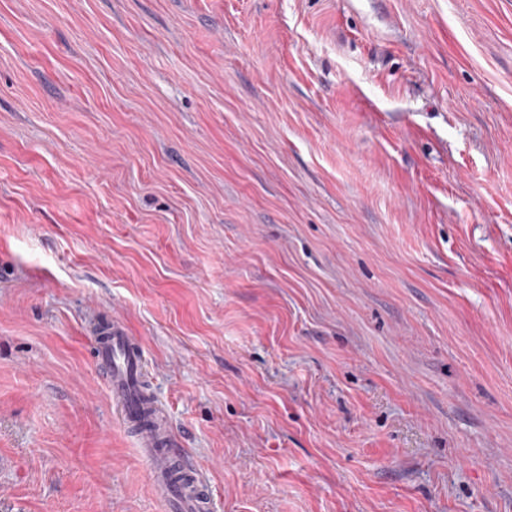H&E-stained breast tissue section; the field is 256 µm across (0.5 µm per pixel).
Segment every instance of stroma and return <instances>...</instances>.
Instances as JSON below:
<instances>
[{
	"label": "stroma",
	"instance_id": "stroma-1",
	"mask_svg": "<svg viewBox=\"0 0 512 512\" xmlns=\"http://www.w3.org/2000/svg\"><path fill=\"white\" fill-rule=\"evenodd\" d=\"M512 512V0H0V512ZM94 335V358L110 400L122 423L133 430L138 454L170 512L212 511L200 468L178 447L166 409L146 385L148 372L140 341L116 319L96 329Z\"/></svg>",
	"mask_w": 512,
	"mask_h": 512
}]
</instances>
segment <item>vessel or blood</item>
<instances>
[{
    "label": "vessel or blood",
    "mask_w": 512,
    "mask_h": 512,
    "mask_svg": "<svg viewBox=\"0 0 512 512\" xmlns=\"http://www.w3.org/2000/svg\"><path fill=\"white\" fill-rule=\"evenodd\" d=\"M94 358L110 400L122 423L133 430L137 451L170 512H211L213 502L200 468L179 448L166 409L147 389L140 341L123 322H107L95 331Z\"/></svg>",
    "instance_id": "b4317fda"
}]
</instances>
